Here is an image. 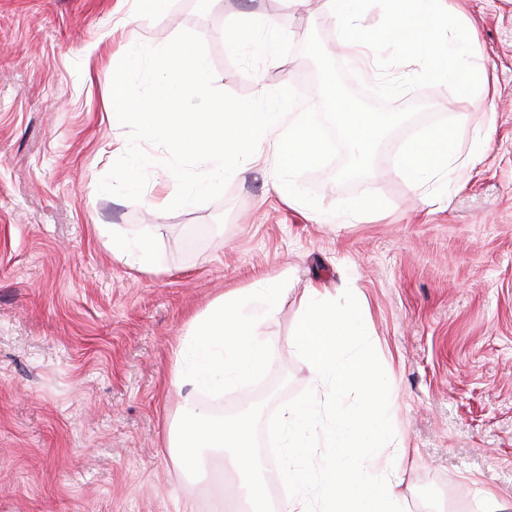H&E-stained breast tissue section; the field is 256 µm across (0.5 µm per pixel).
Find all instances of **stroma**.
<instances>
[{"instance_id":"35a3bbf8","label":"stroma","mask_w":512,"mask_h":512,"mask_svg":"<svg viewBox=\"0 0 512 512\" xmlns=\"http://www.w3.org/2000/svg\"><path fill=\"white\" fill-rule=\"evenodd\" d=\"M282 0H0V512H224L235 473L182 470L169 446L187 401L213 415L313 387L291 345L305 288L352 290L390 382L404 438L399 492L407 512H512V0H455L488 70L484 101L444 86L406 92L418 119L381 145L376 174L335 181V165L300 177L323 209L366 191L386 210L318 224L269 172L231 178L214 201L166 212L172 174L154 166L143 199L99 194L128 145L105 110L102 72L136 44L191 30L216 86L240 97L293 86L312 60L294 53L334 24L322 0L260 19ZM241 41L228 43L230 31ZM432 130L469 159L461 187L415 186L394 160ZM153 245L141 269L112 257L95 225ZM285 278L278 312L258 330L271 364L245 386L174 383L176 353L212 303Z\"/></svg>"}]
</instances>
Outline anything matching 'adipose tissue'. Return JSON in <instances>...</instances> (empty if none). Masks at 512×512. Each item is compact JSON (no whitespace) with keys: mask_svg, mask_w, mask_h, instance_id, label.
Wrapping results in <instances>:
<instances>
[{"mask_svg":"<svg viewBox=\"0 0 512 512\" xmlns=\"http://www.w3.org/2000/svg\"><path fill=\"white\" fill-rule=\"evenodd\" d=\"M423 143L428 156L412 151L401 156L403 176L420 183L442 174L449 182H459L463 168L447 141L431 132ZM282 293L276 281L247 292L225 293L196 323L178 352L176 383L218 389L223 381L243 382L262 373L269 355L257 330L275 314Z\"/></svg>","mask_w":512,"mask_h":512,"instance_id":"adipose-tissue-1","label":"adipose tissue"}]
</instances>
